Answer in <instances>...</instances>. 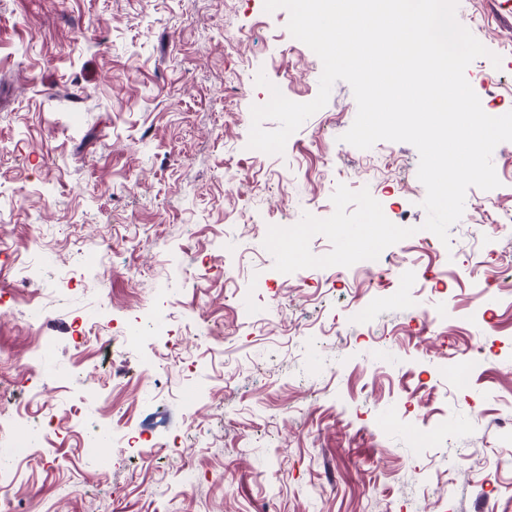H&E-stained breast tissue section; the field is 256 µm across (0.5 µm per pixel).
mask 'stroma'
Here are the masks:
<instances>
[{
  "mask_svg": "<svg viewBox=\"0 0 512 512\" xmlns=\"http://www.w3.org/2000/svg\"><path fill=\"white\" fill-rule=\"evenodd\" d=\"M288 18L264 0H0V288L16 297L0 384L59 430L53 463H17V512H512V285L486 283L488 264L512 265V234L484 230L512 216V142L493 152L500 187L468 189L446 244L422 228L414 146L342 142L347 82L283 154L249 149L257 74L298 103L318 93L322 63ZM457 19L501 58L467 80L512 111V0H459ZM341 183L414 235L380 273L274 270L268 227L329 217ZM26 263L45 287L35 327ZM255 278L268 288L245 294ZM159 296L184 315L193 367L147 330ZM79 316L145 332L116 355L76 344ZM453 354L480 359L468 385ZM85 421L137 445L100 467Z\"/></svg>",
  "mask_w": 512,
  "mask_h": 512,
  "instance_id": "1",
  "label": "stroma"
}]
</instances>
